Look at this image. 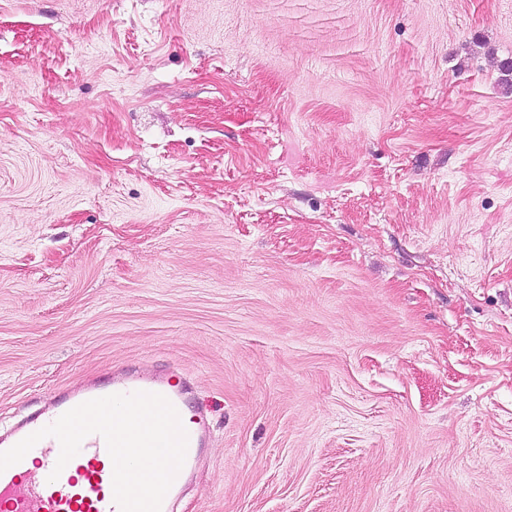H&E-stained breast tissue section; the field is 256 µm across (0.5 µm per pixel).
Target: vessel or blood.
<instances>
[{
    "label": "vessel or blood",
    "mask_w": 512,
    "mask_h": 512,
    "mask_svg": "<svg viewBox=\"0 0 512 512\" xmlns=\"http://www.w3.org/2000/svg\"><path fill=\"white\" fill-rule=\"evenodd\" d=\"M136 391L158 393L176 408L184 410L187 390L161 378L130 376L114 379L106 387L95 385L61 397L49 416H35L24 424L0 434V451H5L37 430L52 424L62 414L77 405L112 394ZM188 447L182 471L173 485L181 487L188 469H191L204 448L209 445L205 420H198L187 430ZM60 444L47 437L28 453L26 460L0 473V512H120L113 498V466L101 435L87 436L78 455L64 467L56 481L48 476L54 470ZM36 461V469H29V461Z\"/></svg>",
    "instance_id": "vessel-or-blood-1"
}]
</instances>
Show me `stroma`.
I'll list each match as a JSON object with an SVG mask.
<instances>
[{
  "label": "stroma",
  "mask_w": 512,
  "mask_h": 512,
  "mask_svg": "<svg viewBox=\"0 0 512 512\" xmlns=\"http://www.w3.org/2000/svg\"><path fill=\"white\" fill-rule=\"evenodd\" d=\"M512 0H0V428L184 383L176 512H512ZM136 391L158 393L166 397L176 408L181 417L187 403V389L183 385L170 384L162 378H149L143 376H130L125 378H112V385L98 387L90 385L83 390L61 397L49 416L37 415L24 424L18 425L0 435V451H5L19 441L37 430L52 424L62 414L88 400L112 395L129 394ZM191 428H185L188 434V447L183 467L177 474L171 488L167 492L161 505V512H172L171 500L175 492L181 487L187 473L201 454L204 448H209V433L207 430L206 419L200 414L198 422L193 421Z\"/></svg>",
  "instance_id": "stroma-1"
}]
</instances>
